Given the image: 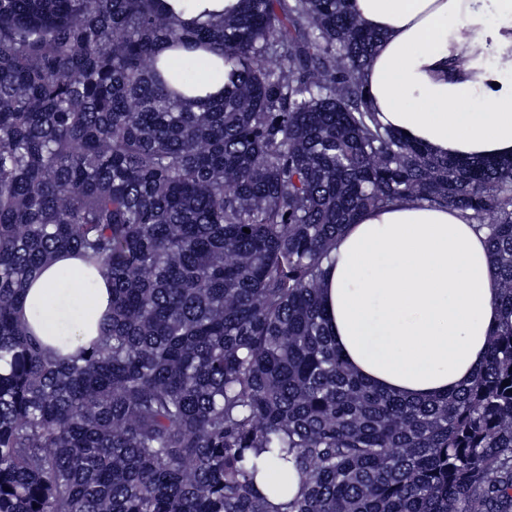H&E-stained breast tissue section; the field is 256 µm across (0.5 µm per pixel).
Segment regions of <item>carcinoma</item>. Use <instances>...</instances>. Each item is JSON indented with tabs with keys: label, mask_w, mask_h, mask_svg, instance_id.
I'll list each match as a JSON object with an SVG mask.
<instances>
[{
	"label": "carcinoma",
	"mask_w": 512,
	"mask_h": 512,
	"mask_svg": "<svg viewBox=\"0 0 512 512\" xmlns=\"http://www.w3.org/2000/svg\"><path fill=\"white\" fill-rule=\"evenodd\" d=\"M378 42L348 0L191 22L0 0V512H512V324L471 386L423 401L365 384L327 330L324 261L397 200L485 227L512 315V161L382 127ZM165 48L216 55L223 91L194 96ZM62 250L112 282L72 357L17 317ZM290 466L275 506L255 476ZM276 472L265 470L259 473L256 477L257 487L265 494L269 493V490L278 485H284L285 488L274 495H270V501L273 505L278 506L279 504L291 499L299 489V479L297 474L288 468V478L280 479Z\"/></svg>",
	"instance_id": "cac0c4a2"
}]
</instances>
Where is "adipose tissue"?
<instances>
[{"label":"adipose tissue","instance_id":"adipose-tissue-1","mask_svg":"<svg viewBox=\"0 0 512 512\" xmlns=\"http://www.w3.org/2000/svg\"><path fill=\"white\" fill-rule=\"evenodd\" d=\"M380 41L364 71L372 112L438 156L512 159V0H349ZM169 72L192 69L210 91L223 68L165 51ZM328 327L370 385L411 398L468 387L491 335L512 323L485 229L461 211L396 202L365 211L326 265ZM112 309V285L60 252L29 283L20 315L49 348L89 346Z\"/></svg>","mask_w":512,"mask_h":512}]
</instances>
